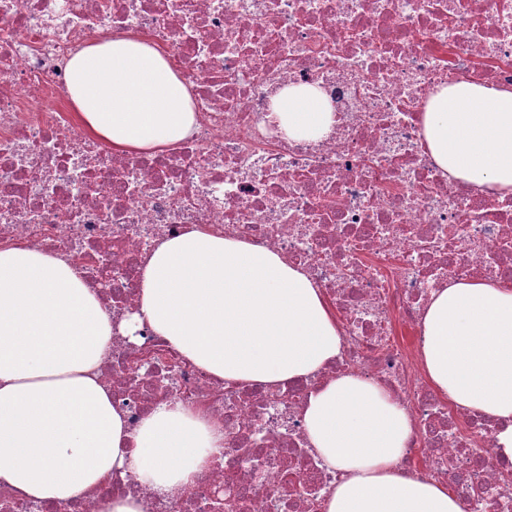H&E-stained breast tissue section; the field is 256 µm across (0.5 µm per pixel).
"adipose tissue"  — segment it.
Returning <instances> with one entry per match:
<instances>
[{
    "label": "adipose tissue",
    "mask_w": 512,
    "mask_h": 512,
    "mask_svg": "<svg viewBox=\"0 0 512 512\" xmlns=\"http://www.w3.org/2000/svg\"><path fill=\"white\" fill-rule=\"evenodd\" d=\"M85 128L113 147L148 152L193 133L191 93L154 47L126 35L90 44L67 66ZM271 118L289 138L316 140L335 119L311 85L283 89ZM435 162L456 178L512 193V90L443 88L423 116ZM139 314L187 360L227 383L276 388L316 376L341 349L331 309L306 273L243 240L192 229L160 243L141 275ZM112 323L67 261L0 250V485L31 501L68 500L134 467L158 492L191 485L219 441L191 410L161 407L129 430L96 373ZM423 358L440 395L506 422L512 458V281L474 279L434 292ZM308 440L346 472L325 512H463L447 485L398 463L407 413L379 384L345 374L317 386L304 410Z\"/></svg>",
    "instance_id": "1"
}]
</instances>
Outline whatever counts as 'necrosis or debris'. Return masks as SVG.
Segmentation results:
<instances>
[{"label": "necrosis or debris", "mask_w": 512, "mask_h": 512, "mask_svg": "<svg viewBox=\"0 0 512 512\" xmlns=\"http://www.w3.org/2000/svg\"><path fill=\"white\" fill-rule=\"evenodd\" d=\"M129 33L191 88L196 130L175 147L118 151L70 111V58ZM460 83L512 86V0H0V249L78 270L114 326L99 379L129 428L166 404L223 435L192 487L159 494L125 467L72 500L0 488V512H102L115 492L142 512H316L343 480L309 446L310 384H228L149 326L120 333L145 258L196 227L305 269L339 313L341 350L318 379L388 390L410 420L405 473L447 485L463 512H512L500 423L440 397L422 354L435 291L512 277V196L450 178L423 144L430 98ZM301 84L335 112L316 141L269 118Z\"/></svg>", "instance_id": "obj_1"}]
</instances>
